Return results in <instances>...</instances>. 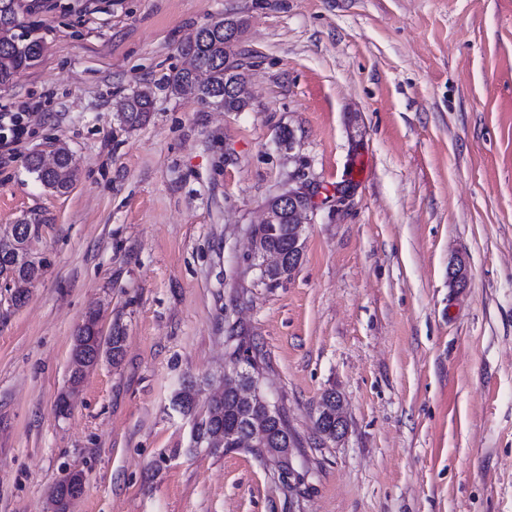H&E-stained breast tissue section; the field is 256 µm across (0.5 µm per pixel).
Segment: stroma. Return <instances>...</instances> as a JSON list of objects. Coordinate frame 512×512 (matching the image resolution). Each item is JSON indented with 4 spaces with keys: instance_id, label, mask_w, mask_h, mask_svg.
<instances>
[{
    "instance_id": "35a3bbf8",
    "label": "stroma",
    "mask_w": 512,
    "mask_h": 512,
    "mask_svg": "<svg viewBox=\"0 0 512 512\" xmlns=\"http://www.w3.org/2000/svg\"><path fill=\"white\" fill-rule=\"evenodd\" d=\"M229 14L239 112L166 85ZM33 19L44 56L0 87L30 108L0 235L47 219L28 302L0 288V512H54L75 470L69 512H512V0H41ZM143 86L153 110L127 127ZM59 147L79 166L63 196L26 169ZM304 184L301 262L264 281L252 229ZM92 315L123 354L74 386ZM237 348L288 419L291 483L193 447L172 406L192 378L206 414ZM328 392L336 440L314 425ZM152 108V90L149 87L140 88L125 97L120 109V119L128 127L135 128L147 121ZM96 316L92 315L88 320L78 329V332L74 338V344L72 349V355L77 366L83 371L85 368L94 366L97 364L96 358L91 355L90 351L87 350L85 345L86 340L84 336L91 334L92 328L95 324Z\"/></svg>"
}]
</instances>
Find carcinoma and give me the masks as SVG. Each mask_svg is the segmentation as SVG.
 Here are the masks:
<instances>
[{
  "instance_id": "obj_1",
  "label": "carcinoma",
  "mask_w": 512,
  "mask_h": 512,
  "mask_svg": "<svg viewBox=\"0 0 512 512\" xmlns=\"http://www.w3.org/2000/svg\"><path fill=\"white\" fill-rule=\"evenodd\" d=\"M36 0H0V87L10 84L14 76L37 65L44 53L43 41L34 36V25L30 21L35 12ZM236 43L224 38V20H215L200 29L194 36L181 45V52L192 60L191 67L175 71L167 78V84L174 94L190 92L204 106H215L226 112H239L248 103L249 95L246 78L239 62V52L234 50ZM235 87V93L224 96V87ZM153 108L152 90L140 88L125 97L120 112L121 121L135 128L149 118ZM54 167L42 165L40 157L28 158V172L35 176L46 188L53 192L61 188L73 187L78 166L73 155L64 148L55 151ZM23 233L27 240L39 236L40 225L47 220L38 214L25 217ZM295 228L288 224H269L255 229L266 245L277 251L282 257V267L274 270L268 280L272 284L280 282L282 273L288 271L290 263V242L294 240ZM96 316L92 315L78 329L74 338L72 355L75 363L82 369L96 365V358L87 350L85 337L91 334ZM125 336L118 328L112 332V349L105 351L109 361L116 363L122 356ZM234 365L238 368L240 379L259 385V366L256 356L240 354V349L232 353ZM199 389L192 382L183 385L175 392L172 403L180 413L190 416L194 413ZM340 400L331 392L323 395L318 405L315 427L319 434L328 438L336 435V423L339 415ZM265 420L264 436L255 440V446L248 452L269 461L278 472L282 481H288V458L275 454L277 448L292 446L293 439L288 429V420L281 411L268 415L261 400L252 402L238 400L232 390H219L209 401L208 415L193 426V442L197 445L210 444L215 440L222 442L220 449H237L242 439L253 436L252 423ZM71 489L67 479H60L52 490V502L56 512H66L67 497Z\"/></svg>"
}]
</instances>
